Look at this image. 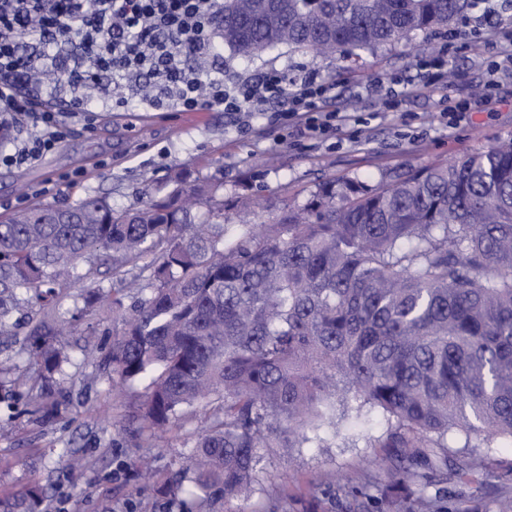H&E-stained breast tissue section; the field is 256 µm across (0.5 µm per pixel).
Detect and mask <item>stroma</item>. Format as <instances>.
I'll return each instance as SVG.
<instances>
[{
	"instance_id": "35a3bbf8",
	"label": "stroma",
	"mask_w": 512,
	"mask_h": 512,
	"mask_svg": "<svg viewBox=\"0 0 512 512\" xmlns=\"http://www.w3.org/2000/svg\"><path fill=\"white\" fill-rule=\"evenodd\" d=\"M437 48L434 32H415L353 61L336 54H299L287 48L249 59L224 57L226 77H251L275 66L315 69L335 82L332 106L355 113L335 139L280 142L266 119L254 117L253 131L239 132L218 109L186 119L181 112L102 113L93 130L75 124L67 143L40 164L0 168V217L19 212L17 180L34 194L28 206L72 205L105 196L118 209L142 207L147 193L166 194L175 172L211 185L224 201L235 234L239 220L271 222L281 208L305 206L328 182L357 181L368 188L394 180L411 165L445 163L512 138V78L490 77L467 50L454 52L456 78L449 95L495 81L493 110L463 114L454 127L434 121V100L415 98L386 109L368 85L395 87L422 82L418 56ZM81 171L78 183L60 194H43L48 182ZM82 337H70L71 362L58 376L68 398L55 420L32 424L20 407L0 403V493L37 483L46 490V512H342L334 496L350 482L377 492L397 449L375 446L383 432L373 424L359 435L340 437L326 448H264L257 482L245 504L221 500L183 505L168 486L207 424L199 415L168 430L164 442L139 431L128 403H116L112 380L85 361Z\"/></svg>"
}]
</instances>
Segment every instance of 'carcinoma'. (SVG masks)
Here are the masks:
<instances>
[{"label": "carcinoma", "mask_w": 512, "mask_h": 512, "mask_svg": "<svg viewBox=\"0 0 512 512\" xmlns=\"http://www.w3.org/2000/svg\"><path fill=\"white\" fill-rule=\"evenodd\" d=\"M477 0H224V46L251 58L360 55L415 31L447 27ZM165 197L117 211L105 197L42 206L0 222V336H26L25 364L0 367L11 398L46 422L59 415L61 337L88 315L119 329L83 355L110 370L117 397L141 390L136 418L156 434L204 414L180 478L199 504L248 499L260 448H322L342 427L380 417L381 448L512 446V141L448 163L409 167L375 189L326 184L301 209L241 229L206 186L176 178ZM341 200H336V196ZM89 263L85 273L79 265ZM112 264V299L72 290ZM146 283L135 287L126 267ZM377 497L342 487L349 507L457 512L414 457ZM483 512L480 464L461 474ZM31 484L0 512H45Z\"/></svg>", "instance_id": "carcinoma-1"}]
</instances>
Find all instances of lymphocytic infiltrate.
Here are the masks:
<instances>
[{"label": "lymphocytic infiltrate", "mask_w": 512, "mask_h": 512, "mask_svg": "<svg viewBox=\"0 0 512 512\" xmlns=\"http://www.w3.org/2000/svg\"><path fill=\"white\" fill-rule=\"evenodd\" d=\"M223 0H0V166L24 169L58 151L72 120L98 112L219 109L248 124L269 113L286 136L325 140L346 124L329 111L335 86L317 72L225 79L212 36ZM427 78L390 98L435 96L448 87L444 54L420 58Z\"/></svg>", "instance_id": "obj_1"}]
</instances>
